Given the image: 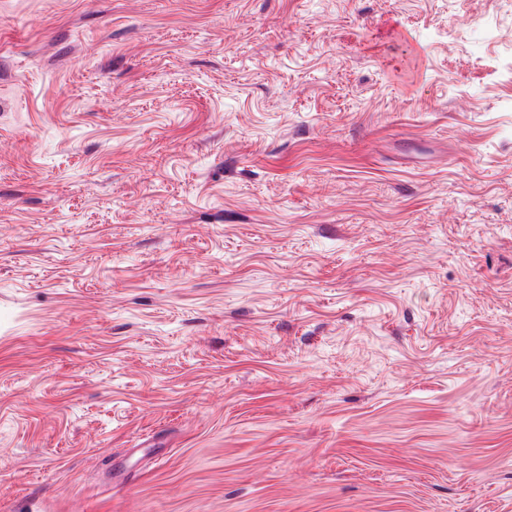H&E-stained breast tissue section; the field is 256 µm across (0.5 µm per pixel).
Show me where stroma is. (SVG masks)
<instances>
[{
    "label": "stroma",
    "instance_id": "1",
    "mask_svg": "<svg viewBox=\"0 0 512 512\" xmlns=\"http://www.w3.org/2000/svg\"><path fill=\"white\" fill-rule=\"evenodd\" d=\"M0 512H512V0H0Z\"/></svg>",
    "mask_w": 512,
    "mask_h": 512
}]
</instances>
